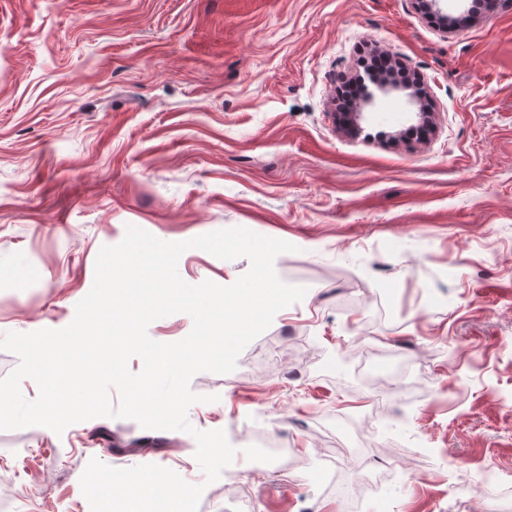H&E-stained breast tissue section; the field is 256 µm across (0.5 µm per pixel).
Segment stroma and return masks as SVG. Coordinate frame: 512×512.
Here are the masks:
<instances>
[{"instance_id": "obj_1", "label": "stroma", "mask_w": 512, "mask_h": 512, "mask_svg": "<svg viewBox=\"0 0 512 512\" xmlns=\"http://www.w3.org/2000/svg\"><path fill=\"white\" fill-rule=\"evenodd\" d=\"M364 46L421 79L428 137H408L402 92L359 132L338 123L334 89ZM130 224L296 247L275 270L305 297L233 372L190 383L205 400L189 420L225 431L232 472L206 483L191 435L100 417L0 430V498L90 512L95 458L177 469L206 486L197 512L237 495L344 512L322 466L370 407L365 336L379 374L409 371L370 433L415 477L360 512H479L488 469L512 507V0L448 32L414 0H0V337L67 326ZM248 268L190 249L179 273L228 285ZM276 427L283 460L251 438Z\"/></svg>"}]
</instances>
